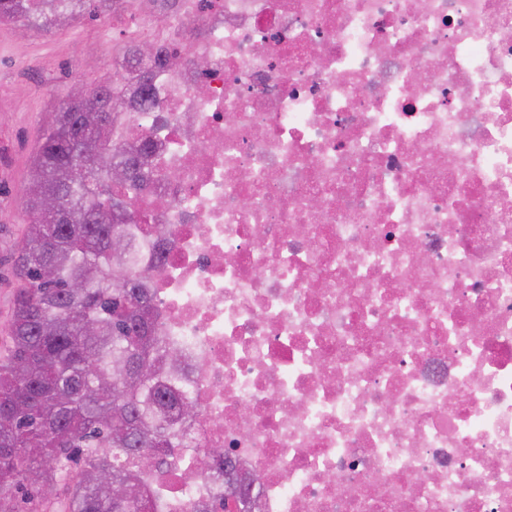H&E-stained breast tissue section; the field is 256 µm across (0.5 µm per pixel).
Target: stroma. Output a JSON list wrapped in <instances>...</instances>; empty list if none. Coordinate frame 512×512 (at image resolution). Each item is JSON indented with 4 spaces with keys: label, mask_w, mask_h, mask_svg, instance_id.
Wrapping results in <instances>:
<instances>
[{
    "label": "stroma",
    "mask_w": 512,
    "mask_h": 512,
    "mask_svg": "<svg viewBox=\"0 0 512 512\" xmlns=\"http://www.w3.org/2000/svg\"><path fill=\"white\" fill-rule=\"evenodd\" d=\"M129 45L126 33H102L86 13L44 30L0 25V355L9 344L13 267L31 221L25 194L41 137L74 89L123 72Z\"/></svg>",
    "instance_id": "obj_1"
}]
</instances>
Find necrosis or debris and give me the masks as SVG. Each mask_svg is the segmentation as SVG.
<instances>
[{
	"label": "necrosis or debris",
	"mask_w": 512,
	"mask_h": 512,
	"mask_svg": "<svg viewBox=\"0 0 512 512\" xmlns=\"http://www.w3.org/2000/svg\"><path fill=\"white\" fill-rule=\"evenodd\" d=\"M120 109L198 414L146 489L224 512H512V0H181Z\"/></svg>",
	"instance_id": "obj_1"
}]
</instances>
